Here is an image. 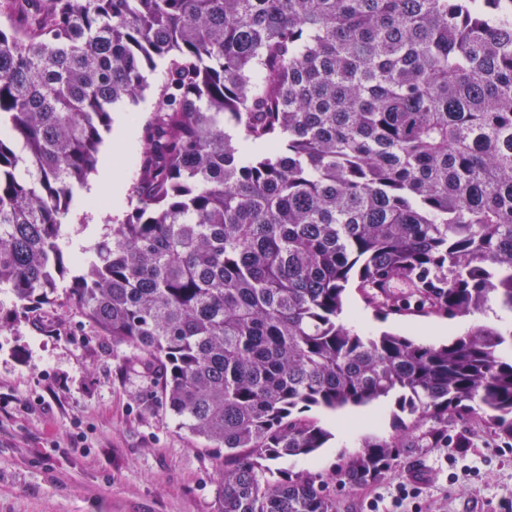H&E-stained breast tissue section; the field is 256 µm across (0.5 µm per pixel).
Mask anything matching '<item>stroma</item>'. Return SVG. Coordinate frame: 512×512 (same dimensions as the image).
Segmentation results:
<instances>
[{
	"label": "stroma",
	"instance_id": "stroma-1",
	"mask_svg": "<svg viewBox=\"0 0 512 512\" xmlns=\"http://www.w3.org/2000/svg\"><path fill=\"white\" fill-rule=\"evenodd\" d=\"M148 91L116 104L112 116L131 122L133 137L116 145L107 132L100 159L119 166L132 187L141 151L140 131L150 115L164 65L147 72ZM98 195L76 189L63 220L71 249H89L114 212ZM344 318L376 336L413 329L417 342L439 343L445 315L409 310L382 314L357 288L345 296ZM159 373L113 352L78 308L59 300L0 325V512H211L217 469L207 441L178 425L166 409ZM332 438L326 448L284 466L295 473L332 475L361 451L369 435L391 436L408 421L394 398L334 413L311 410ZM462 448H407L378 481L336 488V512H362L364 502L420 475V494L404 512H505L512 499V448L484 423L461 426ZM478 474L449 483L450 461Z\"/></svg>",
	"mask_w": 512,
	"mask_h": 512
}]
</instances>
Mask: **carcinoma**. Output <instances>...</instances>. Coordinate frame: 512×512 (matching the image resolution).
Segmentation results:
<instances>
[{
	"label": "carcinoma",
	"instance_id": "cac0c4a2",
	"mask_svg": "<svg viewBox=\"0 0 512 512\" xmlns=\"http://www.w3.org/2000/svg\"><path fill=\"white\" fill-rule=\"evenodd\" d=\"M23 2L0 27V287L18 318L65 285L159 369L219 450L213 512H336L331 478L269 467L330 440L311 408L412 416L364 439L350 488L424 439L462 447L450 422L512 445V329L436 347L343 319L353 282L380 311L394 281L450 318L512 311V0ZM159 61L132 208L67 254L111 107Z\"/></svg>",
	"mask_w": 512,
	"mask_h": 512
}]
</instances>
